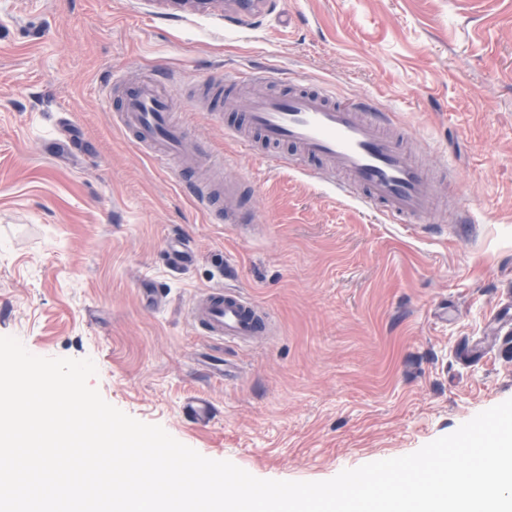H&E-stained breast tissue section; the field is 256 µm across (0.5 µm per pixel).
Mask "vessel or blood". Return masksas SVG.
Listing matches in <instances>:
<instances>
[{"label":"vessel or blood","instance_id":"b4317fda","mask_svg":"<svg viewBox=\"0 0 512 512\" xmlns=\"http://www.w3.org/2000/svg\"><path fill=\"white\" fill-rule=\"evenodd\" d=\"M272 79L267 70L247 68L225 79V91L240 89L250 99L240 124L230 126L246 153H263L274 168H289L316 178L341 199L357 201L388 223L416 230L421 218L440 209L439 191L428 170L407 151L402 137L390 133L392 114L368 98L337 99L323 83L296 81L287 92L265 93ZM120 90L115 122L140 151L164 166L176 163L191 180L187 190L211 217L245 224L231 202L251 183L219 179L213 186L197 183L202 158L187 146L184 130L173 118L174 92L163 73L126 82ZM169 263L188 269L196 251L190 241L167 243ZM191 324L218 341L249 343L268 335L272 316L242 289L215 286L198 292L189 308Z\"/></svg>","mask_w":512,"mask_h":512}]
</instances>
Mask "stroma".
Here are the masks:
<instances>
[{"instance_id":"1","label":"stroma","mask_w":512,"mask_h":512,"mask_svg":"<svg viewBox=\"0 0 512 512\" xmlns=\"http://www.w3.org/2000/svg\"><path fill=\"white\" fill-rule=\"evenodd\" d=\"M291 26L279 22L281 13ZM268 66L374 99L418 132L448 229L411 233L327 187L245 155L239 115L206 81ZM164 70L203 157L253 187L259 232L213 222L176 166L116 126L113 74ZM76 153L53 140L59 113ZM466 198L478 224L453 231ZM184 234L185 273L165 260ZM268 308L274 332L219 344L189 322L221 278ZM150 282L160 308L141 304ZM512 0H268L237 23L224 0H0V336L41 357L92 359L111 405L260 479L324 481L404 456L512 398ZM214 405L209 425L184 411Z\"/></svg>"}]
</instances>
